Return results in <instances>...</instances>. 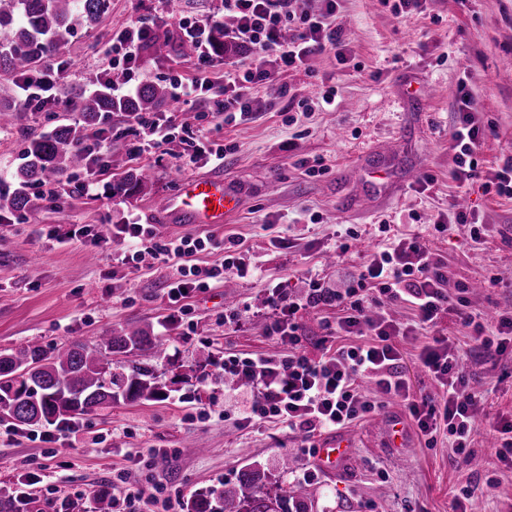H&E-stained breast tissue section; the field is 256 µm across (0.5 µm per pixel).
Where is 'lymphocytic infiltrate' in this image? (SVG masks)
Wrapping results in <instances>:
<instances>
[{"instance_id": "1", "label": "lymphocytic infiltrate", "mask_w": 512, "mask_h": 512, "mask_svg": "<svg viewBox=\"0 0 512 512\" xmlns=\"http://www.w3.org/2000/svg\"><path fill=\"white\" fill-rule=\"evenodd\" d=\"M295 0H224L225 11L233 13L235 47L247 50L254 65L243 72L224 74V97L213 101L212 117L231 124L245 121L252 114L250 94L253 85L272 82L277 74L305 68L316 53L334 52L344 59L346 42L336 24V0H323L318 12L299 11ZM214 16L196 20L180 19L178 27L184 43L196 56L192 78H171L173 99L201 97L211 88L213 66L211 29ZM153 40V30L142 23L125 27L105 51L96 73L108 80L112 97L121 101L136 93L143 82V53ZM64 69L58 58L44 60L35 74L21 78V103L30 110L42 109L56 98L54 89ZM457 120L450 133L452 177L458 187H465L478 171V154L483 130L476 118V97L467 82L456 90ZM132 118L144 135L147 147L159 148L181 139L180 154L185 165L209 158L223 163L225 147H212L204 130L187 131L171 118L154 113H133ZM106 239L122 247L123 264L139 266L145 256L162 257L172 273L166 282L170 302L186 311V299L194 292L210 288L224 278L245 279L256 272L248 251L235 237L224 242L221 262L200 264L199 253L212 244L211 236H181L158 240L151 225L132 220L114 225ZM275 315L268 334L288 347L284 353L253 357H226L220 370L245 378L253 386V395L243 411L245 424L274 423L288 426L303 437L344 428L376 412L384 399L402 397L410 419L427 445H434L439 434H448L451 446L462 464H470L472 435L477 426L480 398L464 371L455 346L443 335H429L443 312L465 304L464 296L450 297L444 289V274L426 243L420 237L397 239L369 256L345 291H337L318 278L310 279L301 296H290L273 288ZM397 301L410 305L413 319L401 325L385 316H370L373 307ZM332 306L336 321L329 328L339 345L324 347L321 356L312 357L304 350L296 334L295 314L306 309ZM426 331L416 358L436 381L439 391L420 397L411 395L401 372L402 353L396 337ZM369 380L373 394L363 392L361 380Z\"/></svg>"}]
</instances>
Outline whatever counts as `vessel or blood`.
Masks as SVG:
<instances>
[{"mask_svg":"<svg viewBox=\"0 0 512 512\" xmlns=\"http://www.w3.org/2000/svg\"><path fill=\"white\" fill-rule=\"evenodd\" d=\"M240 206L238 196L225 184L223 177H195L183 182L179 192L169 197L171 213L189 223L216 226L226 223ZM351 442L343 437L324 440L315 457L316 465L328 473H336L351 456Z\"/></svg>","mask_w":512,"mask_h":512,"instance_id":"vessel-or-blood-1","label":"vessel or blood"}]
</instances>
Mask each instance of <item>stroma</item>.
<instances>
[{
  "label": "stroma",
  "mask_w": 512,
  "mask_h": 512,
  "mask_svg": "<svg viewBox=\"0 0 512 512\" xmlns=\"http://www.w3.org/2000/svg\"><path fill=\"white\" fill-rule=\"evenodd\" d=\"M221 0H108L93 26L77 28L57 49L70 68L58 82L59 105L50 111L22 109L13 77L0 74V108L13 123L0 128V189H12L31 138L61 124L80 122L76 107L93 77L95 53L131 21L156 34L176 37L179 19L221 12ZM336 22L347 43L344 60L323 52L308 71L279 74L251 91L252 120L224 124L205 115L195 100L166 99L161 109L191 129H205L227 146L223 166H182L180 143L142 150L138 127L125 113H112L105 154L147 170V190L115 196V171L102 167L94 192L70 176L73 192L62 203L43 200L31 212L0 221V351L36 339L56 346L71 340L95 345L104 332L129 324L149 326L169 345V362L159 363L170 397L149 404L117 403L78 416V442L35 439L30 426L0 419V487L23 488L38 501L82 498L92 504L118 473L129 480L175 491L180 498L235 483L241 469L260 465L279 486L294 487L315 500L318 512H452L458 490L477 485L479 512H512V469L496 457L490 425L512 417V348L485 354L474 347L472 331L454 313L440 315L435 330L460 352L472 384L483 395L473 435L474 463L458 462L446 437L425 445L408 424L405 447H392L387 422L407 418L402 399L341 429L353 444L344 470L328 474L314 462L322 435L303 440L282 424L245 425L242 405L250 386L226 388L214 365L224 357L277 350L267 334L273 315L268 288L304 292L308 276L336 290L357 273L365 257L388 236L423 237L448 272L446 289L470 286L469 312L493 317L512 314V198L485 191L483 174L512 158V0H424L421 12L395 15L381 0H339ZM470 79L484 132L481 174L465 188L451 177L450 132L456 121L455 93ZM334 90L336 108L316 103ZM312 103L303 116L299 101ZM295 124H287L290 115ZM322 162L310 176L305 164ZM223 176L240 198L225 224L204 227L169 218L158 209L178 185L192 177ZM430 186H422L423 175ZM455 208L473 212L487 232L470 239V225L434 232L438 214ZM319 217L308 223L306 213ZM153 224L158 238L209 234L211 250L200 262L224 254L234 236L258 267L249 279L233 280L192 295L190 312L176 318L165 283L171 270L149 257L140 267L121 264V246L97 243L93 231L133 217ZM389 232H382V224ZM90 235H82V227ZM359 239L346 241V228ZM77 231L70 243L54 232ZM237 311L234 328L224 315ZM335 308L300 312L297 334L305 350L318 355L326 344V324ZM213 366L199 370L198 362Z\"/></svg>",
  "instance_id": "stroma-1"
}]
</instances>
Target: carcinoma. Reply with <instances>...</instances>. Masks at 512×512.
<instances>
[{
	"instance_id": "cac0c4a2",
	"label": "carcinoma",
	"mask_w": 512,
	"mask_h": 512,
	"mask_svg": "<svg viewBox=\"0 0 512 512\" xmlns=\"http://www.w3.org/2000/svg\"><path fill=\"white\" fill-rule=\"evenodd\" d=\"M105 5L106 0H0V31L20 21L7 46L0 45V72L16 75L33 69L77 27L95 24ZM166 95L163 86L147 84L120 104L104 87L82 96L78 103L82 122L60 125L29 141L15 189L0 193V211L35 208L41 196L29 193L30 187L83 167L80 145L105 114L153 112ZM145 182V175L127 171L111 185V191L114 195L130 194L142 189ZM133 351L168 359L164 343L135 326L100 337L92 348L75 340L49 349L32 343L14 351H0V414L19 425L43 426L121 401L167 398V386L153 364L122 363V358ZM267 481L264 470L249 464L237 483L196 492L181 504V512H314L307 494L280 486L272 492L266 488ZM0 512L44 510L16 490L0 489Z\"/></svg>"
}]
</instances>
